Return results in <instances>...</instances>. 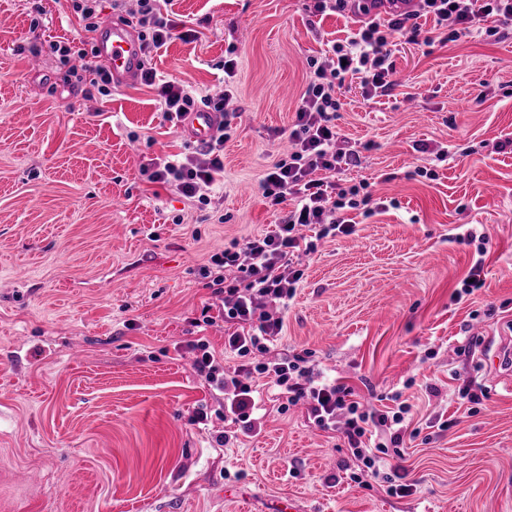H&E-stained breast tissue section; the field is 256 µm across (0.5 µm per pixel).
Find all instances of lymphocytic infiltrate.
I'll use <instances>...</instances> for the list:
<instances>
[{
	"label": "lymphocytic infiltrate",
	"mask_w": 512,
	"mask_h": 512,
	"mask_svg": "<svg viewBox=\"0 0 512 512\" xmlns=\"http://www.w3.org/2000/svg\"><path fill=\"white\" fill-rule=\"evenodd\" d=\"M126 0H70L85 31H96L105 8L127 10L136 27L141 28L147 60L141 66L140 80L152 87L162 108V118L172 126L183 123L187 113L205 108L220 113L215 134L207 142L180 158L157 156L141 166L147 182L158 183L193 198L201 186H213L224 176V144L230 138L234 115L226 108L233 94L237 63L224 62V91L212 96L197 95L174 79L158 78L150 60L151 54L165 47L173 37L190 38L195 29L174 16L172 0H135L134 9H126ZM421 8L431 14L437 29L458 39L477 30L496 35L489 19L512 21V0H420ZM383 0L357 4L363 16L359 28L345 41L334 43L327 62L310 72L307 85L296 107V120L288 133L292 151L278 159L268 170L260 187L272 205L288 204L270 231L245 240L238 250L213 254L212 266L204 270L208 288L219 302L217 316H204V324L215 317L230 322L224 332V346L238 359L233 369L211 351L206 338L192 341L196 351L194 369L216 389L228 391L224 415L232 422L243 423L246 431L256 428L252 413L256 403L250 384L252 376L269 379L278 388L281 410L307 403L308 418L314 425L328 429L343 422V435L356 463L351 481L364 478L382 479L381 464L390 446L399 445L408 428V405H399L392 413L365 409L355 399L354 390L338 381L317 382L311 367L300 356L267 359L266 354L283 330L281 319L272 317V305L287 306L295 295L302 277L301 253L313 251L315 239L349 236L356 224L349 213L359 205L369 204L371 193H360L358 187H342L331 181V172L356 165L359 154L352 145L341 142L334 121L343 106L347 75L359 77L365 99L389 95L396 82L393 57L399 38L416 41L418 30L410 12L394 14L383 20L376 16ZM49 49L60 63L79 61V71L88 75L99 96L112 95V75L98 66L92 55L75 47L72 40H53ZM314 232V240L302 236V228ZM389 433V443H372L373 430Z\"/></svg>",
	"instance_id": "f902f5d3"
}]
</instances>
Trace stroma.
Returning <instances> with one entry per match:
<instances>
[{
    "label": "stroma",
    "mask_w": 512,
    "mask_h": 512,
    "mask_svg": "<svg viewBox=\"0 0 512 512\" xmlns=\"http://www.w3.org/2000/svg\"><path fill=\"white\" fill-rule=\"evenodd\" d=\"M0 0V512H512V382L490 380L494 338L512 336V23L455 41L420 15L422 44L395 56L398 87L364 100L346 83L336 114L371 184L350 236L302 255L280 353L308 355L374 411L410 407L409 495L347 481L340 429L256 388L259 433L227 429L224 396L193 369L187 341L224 350L200 275L213 254L265 231L259 186L289 144L309 64L357 13L312 15L309 0H172L197 39L153 64L196 90L224 87L236 49L237 129L211 205L142 179L183 153L141 83L95 98L48 51L93 43L64 0ZM489 235L486 254L477 238ZM483 287L462 294L474 264ZM479 403L460 399L466 380ZM205 410L208 421L194 416Z\"/></svg>",
    "instance_id": "obj_1"
}]
</instances>
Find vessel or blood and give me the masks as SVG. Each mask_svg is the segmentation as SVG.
Returning <instances> with one entry per match:
<instances>
[{
    "label": "vessel or blood",
    "instance_id": "obj_1",
    "mask_svg": "<svg viewBox=\"0 0 512 512\" xmlns=\"http://www.w3.org/2000/svg\"><path fill=\"white\" fill-rule=\"evenodd\" d=\"M97 61L112 74V81L124 85L139 78L144 46L131 24L108 22L96 30ZM220 120L219 113L198 110L186 115L184 126L195 141L207 140Z\"/></svg>",
    "mask_w": 512,
    "mask_h": 512
}]
</instances>
